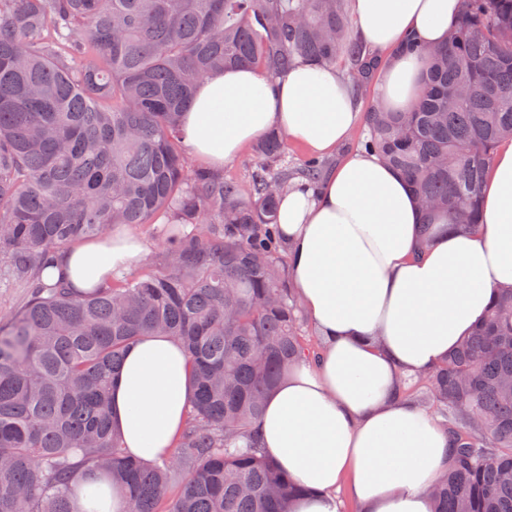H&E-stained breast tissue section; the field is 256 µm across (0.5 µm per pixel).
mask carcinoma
<instances>
[{"label":"carcinoma","mask_w":512,"mask_h":512,"mask_svg":"<svg viewBox=\"0 0 512 512\" xmlns=\"http://www.w3.org/2000/svg\"><path fill=\"white\" fill-rule=\"evenodd\" d=\"M350 0H0V280L29 289L0 316V512H73L85 466L120 485L129 512H290L302 490L258 448L265 399L311 360L284 279L273 172L287 140L253 148L251 198L195 164L182 113L208 75L344 62L355 92L381 77L352 36ZM415 104L371 106L358 145L410 184L434 219L478 232L481 188L512 139V0H463ZM315 187L318 163L300 169ZM162 221L159 258L81 292L44 270L75 239ZM163 333L194 373L178 452L140 462L111 422L127 350ZM512 288L444 362L403 394L441 417L452 465L433 512H512ZM177 492L169 494L172 482Z\"/></svg>","instance_id":"carcinoma-1"}]
</instances>
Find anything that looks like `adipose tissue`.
<instances>
[{"label":"adipose tissue","instance_id":"adipose-tissue-1","mask_svg":"<svg viewBox=\"0 0 512 512\" xmlns=\"http://www.w3.org/2000/svg\"><path fill=\"white\" fill-rule=\"evenodd\" d=\"M461 0H352L363 42L382 52L379 102L391 112L416 101L424 60L398 54L410 36L444 43ZM359 118L333 65L296 66L269 82L252 68L216 73L184 114L192 156L223 167L276 128L316 154L332 153ZM483 228L471 233L425 214L405 179L375 155L352 153L319 192L283 198L279 223L294 294L320 340L315 362H299L267 398L257 443L300 487L292 512H339L346 490L356 512H432L428 490L448 469L449 436L401 392V380L448 358L482 320L498 290L512 288V142L497 148L482 195ZM128 232L81 241L43 274L86 291L138 262ZM193 395L180 343L149 336L130 347L112 387V423L131 455L171 456ZM77 512H125L120 491L98 470H79Z\"/></svg>","mask_w":512,"mask_h":512}]
</instances>
